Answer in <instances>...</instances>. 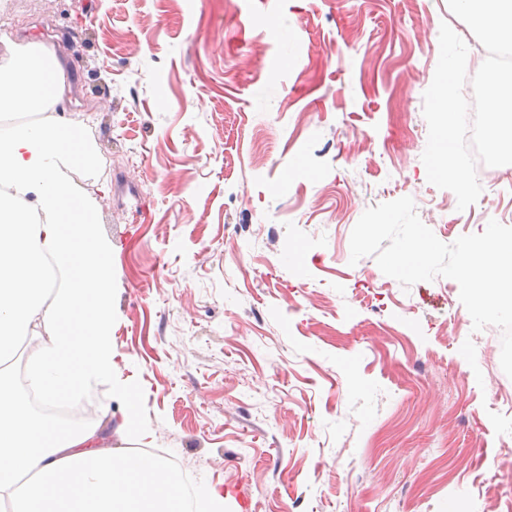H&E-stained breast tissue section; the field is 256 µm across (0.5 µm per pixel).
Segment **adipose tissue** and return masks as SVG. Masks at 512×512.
I'll use <instances>...</instances> for the list:
<instances>
[{
    "instance_id": "ef3b65f1",
    "label": "adipose tissue",
    "mask_w": 512,
    "mask_h": 512,
    "mask_svg": "<svg viewBox=\"0 0 512 512\" xmlns=\"http://www.w3.org/2000/svg\"><path fill=\"white\" fill-rule=\"evenodd\" d=\"M66 68L56 50H13L0 67V112L58 103ZM89 154L61 119L0 135V499L11 512H182L177 473L154 457L100 450L98 426L33 414L6 367L27 337L45 332L28 379L55 406L116 368L111 251L70 177Z\"/></svg>"
}]
</instances>
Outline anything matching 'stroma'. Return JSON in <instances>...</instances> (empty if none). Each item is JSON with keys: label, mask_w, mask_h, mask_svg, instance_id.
<instances>
[{"label": "stroma", "mask_w": 512, "mask_h": 512, "mask_svg": "<svg viewBox=\"0 0 512 512\" xmlns=\"http://www.w3.org/2000/svg\"><path fill=\"white\" fill-rule=\"evenodd\" d=\"M23 44L75 41L61 116L112 246V348L136 426L224 512H512L502 332L471 347L456 281L351 262L411 197L443 243L512 226V165L458 210L427 180L423 94L448 0H10ZM298 251L302 265L288 260ZM122 422L112 380L77 398Z\"/></svg>", "instance_id": "obj_1"}]
</instances>
